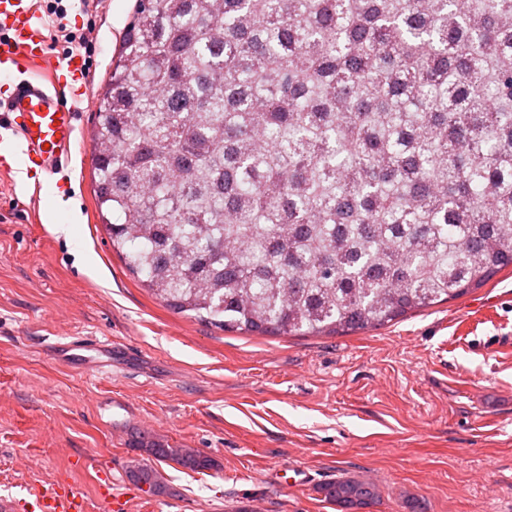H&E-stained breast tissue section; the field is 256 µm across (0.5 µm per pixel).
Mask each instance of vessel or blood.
<instances>
[{
	"label": "vessel or blood",
	"mask_w": 512,
	"mask_h": 512,
	"mask_svg": "<svg viewBox=\"0 0 512 512\" xmlns=\"http://www.w3.org/2000/svg\"><path fill=\"white\" fill-rule=\"evenodd\" d=\"M44 24L31 0H0V71L12 73L0 96V175L23 171L36 184L59 178L68 166L79 131L78 103L88 99L85 61L75 54L52 62ZM52 62L48 78L26 73L21 61ZM63 362L90 369L92 355L120 359L111 341L76 337L52 344ZM31 512H83V499L72 485L58 482L39 490Z\"/></svg>",
	"instance_id": "vessel-or-blood-1"
}]
</instances>
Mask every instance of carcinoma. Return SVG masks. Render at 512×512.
<instances>
[{
    "label": "carcinoma",
    "instance_id": "obj_1",
    "mask_svg": "<svg viewBox=\"0 0 512 512\" xmlns=\"http://www.w3.org/2000/svg\"><path fill=\"white\" fill-rule=\"evenodd\" d=\"M96 108L112 245L226 331L376 329L512 267V0H137ZM129 478L163 492L147 465Z\"/></svg>",
    "mask_w": 512,
    "mask_h": 512
}]
</instances>
